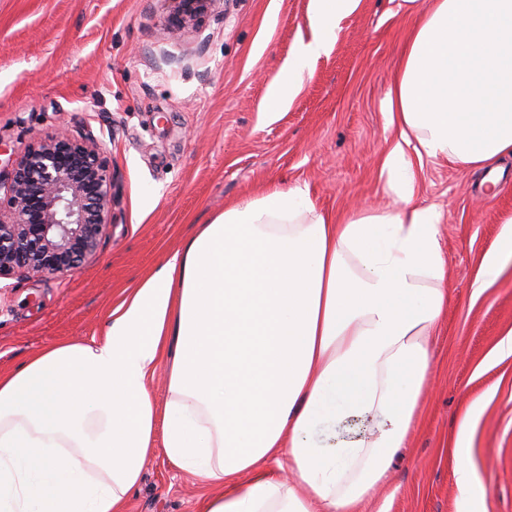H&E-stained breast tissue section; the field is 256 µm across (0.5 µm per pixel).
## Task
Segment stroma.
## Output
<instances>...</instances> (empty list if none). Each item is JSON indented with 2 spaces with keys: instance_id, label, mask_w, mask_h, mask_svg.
<instances>
[{
  "instance_id": "obj_1",
  "label": "stroma",
  "mask_w": 512,
  "mask_h": 512,
  "mask_svg": "<svg viewBox=\"0 0 512 512\" xmlns=\"http://www.w3.org/2000/svg\"><path fill=\"white\" fill-rule=\"evenodd\" d=\"M310 0H217L188 27L168 0H0V148L20 155L66 128L102 146L116 184L99 249L76 273L0 279V372L46 346L101 338L113 306L199 225L271 184L307 188L336 216L390 207L381 167L396 140L382 100L420 13L360 0L291 106L269 85L309 41ZM414 202L442 209L448 303L420 416L363 512H460L456 425L484 398L470 443L471 512H512V262L477 287L512 219V158L499 187L448 159L415 160ZM208 488L158 455L126 512H202Z\"/></svg>"
}]
</instances>
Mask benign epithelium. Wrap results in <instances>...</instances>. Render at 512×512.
<instances>
[{
	"label": "benign epithelium",
	"instance_id": "7a95c632",
	"mask_svg": "<svg viewBox=\"0 0 512 512\" xmlns=\"http://www.w3.org/2000/svg\"><path fill=\"white\" fill-rule=\"evenodd\" d=\"M215 0H172L179 24ZM115 183L101 145L66 131L37 141L0 170V278L77 272L97 252Z\"/></svg>",
	"mask_w": 512,
	"mask_h": 512
}]
</instances>
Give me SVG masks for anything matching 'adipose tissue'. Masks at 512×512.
I'll return each mask as SVG.
<instances>
[{"label": "adipose tissue", "instance_id": "1", "mask_svg": "<svg viewBox=\"0 0 512 512\" xmlns=\"http://www.w3.org/2000/svg\"><path fill=\"white\" fill-rule=\"evenodd\" d=\"M359 3L311 0L312 38L266 111ZM383 109L399 132L382 167L392 208L333 220L307 189L272 186L201 225L102 338L0 374V512H123L160 452L213 487L203 512H359L416 421L448 301L443 214L414 204L412 158L493 172L512 155V0H428ZM479 409L453 450L465 505Z\"/></svg>", "mask_w": 512, "mask_h": 512}]
</instances>
